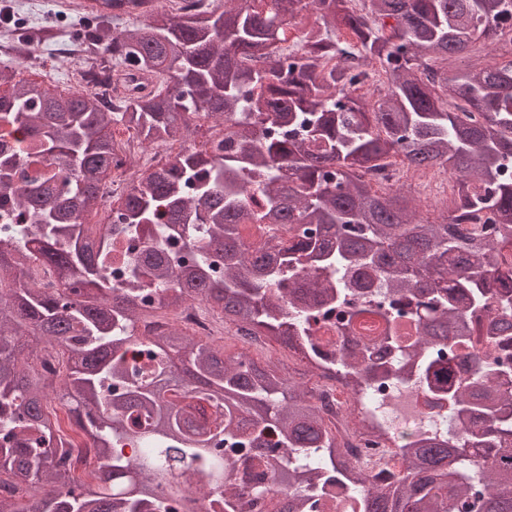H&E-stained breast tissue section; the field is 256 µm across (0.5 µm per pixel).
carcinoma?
Wrapping results in <instances>:
<instances>
[{"mask_svg":"<svg viewBox=\"0 0 512 512\" xmlns=\"http://www.w3.org/2000/svg\"><path fill=\"white\" fill-rule=\"evenodd\" d=\"M212 0L194 12L163 5L112 34L99 17L85 38L115 50L152 91L117 110L84 90L52 92L0 69V512H246L268 471L270 512H322L327 489L354 512H512V58L453 77L431 62L512 30V0ZM316 17L301 29L302 12ZM299 29L301 52L283 45ZM345 29L352 41L342 42ZM380 67L385 89L358 93ZM457 101L456 110L443 98ZM224 126L218 154L187 149L134 182L114 224H84L112 168V126L147 144L188 138L199 115ZM398 160L458 175L452 207L420 217L400 189L363 173ZM31 170L15 189L12 169ZM162 233L124 256L127 284L107 270L114 234ZM245 224H290L287 241H244ZM184 243L174 259L169 242ZM388 287L354 309L340 348L312 352L364 396L415 367L404 400L376 408L409 419L401 469L345 456L312 388L278 359L258 362L177 326L138 336L153 308L199 300L224 319L303 348L349 274ZM489 311L486 330L472 315ZM29 336L44 353L25 346ZM471 363L451 379L446 351ZM142 349L149 363L127 357ZM62 371L41 366L51 358ZM456 414V430L422 421L418 394ZM56 401L94 448L80 480ZM47 488L26 504L24 484Z\"/></svg>","mask_w":512,"mask_h":512,"instance_id":"1","label":"carcinoma"}]
</instances>
